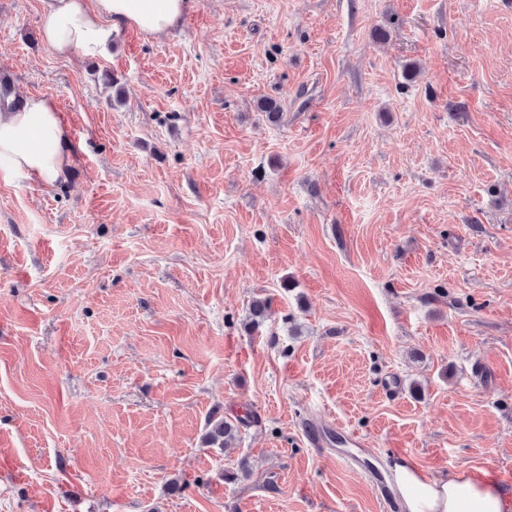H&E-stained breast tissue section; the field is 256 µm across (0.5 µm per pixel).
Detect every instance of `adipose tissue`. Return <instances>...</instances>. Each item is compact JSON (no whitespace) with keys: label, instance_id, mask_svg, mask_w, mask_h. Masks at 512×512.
<instances>
[{"label":"adipose tissue","instance_id":"1","mask_svg":"<svg viewBox=\"0 0 512 512\" xmlns=\"http://www.w3.org/2000/svg\"><path fill=\"white\" fill-rule=\"evenodd\" d=\"M42 37L56 53L85 59L106 57L114 32L131 26L149 37L169 34L188 0H41ZM74 147L54 102L26 97L18 109L0 113V157L15 175L54 185L72 162ZM405 512H512V491L461 469L427 481L405 459L393 465Z\"/></svg>","mask_w":512,"mask_h":512}]
</instances>
